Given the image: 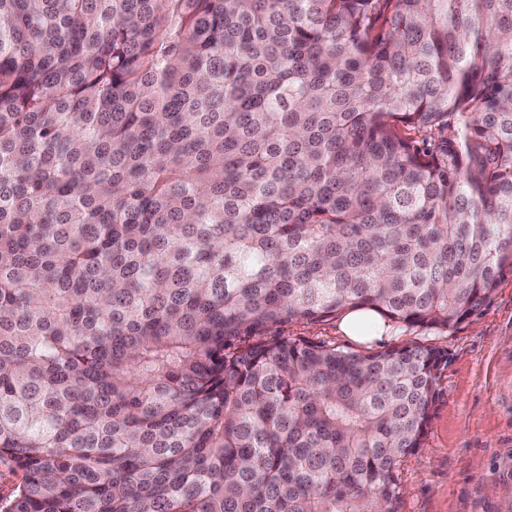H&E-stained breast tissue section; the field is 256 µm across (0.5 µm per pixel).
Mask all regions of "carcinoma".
Masks as SVG:
<instances>
[{"label":"carcinoma","mask_w":512,"mask_h":512,"mask_svg":"<svg viewBox=\"0 0 512 512\" xmlns=\"http://www.w3.org/2000/svg\"><path fill=\"white\" fill-rule=\"evenodd\" d=\"M506 265L512 0H0V512H398L443 353L280 332Z\"/></svg>","instance_id":"cac0c4a2"}]
</instances>
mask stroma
<instances>
[{
    "mask_svg": "<svg viewBox=\"0 0 512 512\" xmlns=\"http://www.w3.org/2000/svg\"><path fill=\"white\" fill-rule=\"evenodd\" d=\"M288 336L368 354L413 341L446 355L424 445L402 464L399 512H504L512 505V268L491 296L452 329L397 325L362 342L340 322L292 323Z\"/></svg>",
    "mask_w": 512,
    "mask_h": 512,
    "instance_id": "35a3bbf8",
    "label": "stroma"
}]
</instances>
